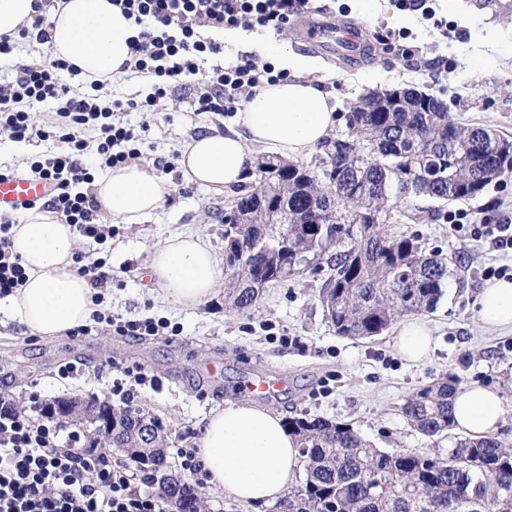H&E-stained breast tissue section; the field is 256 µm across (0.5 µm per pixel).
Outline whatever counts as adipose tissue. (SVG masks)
<instances>
[{"mask_svg": "<svg viewBox=\"0 0 512 512\" xmlns=\"http://www.w3.org/2000/svg\"><path fill=\"white\" fill-rule=\"evenodd\" d=\"M50 50L80 70L84 81L109 82L131 58V19L110 0H66L50 16ZM287 80L267 84L236 113L235 131L204 134L181 151L179 164L189 182L220 193L246 181L254 163L252 146L290 157L308 155L336 123L329 95L305 79L315 59L281 55ZM102 209L132 223L164 204L171 188L143 166L109 169L93 183ZM78 248L74 228L55 213L34 210L12 229L13 254L27 279L6 299V311L31 335L52 338L91 322L98 293L90 276L73 268ZM149 275L172 303L194 308L223 280L210 242L195 233H176L150 250ZM477 317L488 330L512 331V280L486 282ZM454 426L473 438L493 435L502 423L503 398L496 389L472 384L452 404ZM198 456L208 482L236 501L275 503L300 465V452L282 419L272 411L234 402L212 411L197 425Z\"/></svg>", "mask_w": 512, "mask_h": 512, "instance_id": "1", "label": "adipose tissue"}]
</instances>
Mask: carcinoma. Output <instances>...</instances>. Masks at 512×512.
<instances>
[{
  "instance_id": "carcinoma-1",
  "label": "carcinoma",
  "mask_w": 512,
  "mask_h": 512,
  "mask_svg": "<svg viewBox=\"0 0 512 512\" xmlns=\"http://www.w3.org/2000/svg\"><path fill=\"white\" fill-rule=\"evenodd\" d=\"M373 92L345 114V133L325 142L329 164L262 156L250 186L233 206L249 224H224V304L252 309L266 285L304 270L309 256L336 247L320 301L336 334L378 336L400 318L433 310L453 258L428 254L416 234L388 228L384 217L411 196L457 201L480 196L512 175V141L452 119L443 100L401 89L400 108L375 112ZM281 208L268 223L265 200ZM320 223L310 224L313 208ZM449 375L413 392L402 406L427 438L453 427ZM112 447L148 466L170 512H202L200 494L167 466V439L153 418L112 410ZM304 459L305 477L276 512H512V448L496 437H456L448 454L389 453L348 424L319 417L286 422Z\"/></svg>"
}]
</instances>
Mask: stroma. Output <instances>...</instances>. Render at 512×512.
Instances as JSON below:
<instances>
[{"mask_svg":"<svg viewBox=\"0 0 512 512\" xmlns=\"http://www.w3.org/2000/svg\"><path fill=\"white\" fill-rule=\"evenodd\" d=\"M434 20L421 12L400 10L395 0H311L309 13L330 11L337 18L365 23L368 46L360 61L345 66L320 59L308 80L328 91L340 117L352 103L374 90L413 87L435 94L451 117L512 139V0H431ZM224 59L252 53L256 64L275 63V51L309 55L294 26L281 30H227L216 33ZM409 46L413 57L401 52ZM197 79H190L161 100L154 111L123 113L131 125H147L140 163L154 169L167 162L161 179L173 191L162 208L134 224L114 222L112 236L98 243L81 238L85 265L106 259L111 280L100 284L104 312L120 320L166 318L180 326L178 336L128 340L99 323L91 335L44 339L23 333L14 322L0 324V386L19 407L36 392L47 401L69 397L108 400V364L139 366L155 385L138 386L134 409L155 418L168 434L167 464L178 471V449L197 445L195 428L225 402L258 404L281 415H308L351 424L385 451L447 453L449 439L428 440L411 428L401 407L417 389L443 376L463 385L503 388L512 383V332L486 330L476 317V302L489 267H512V250H499L473 239L472 224L492 223L495 214L512 212V176L491 183L482 195L450 204L433 203V221L405 224L399 212L392 222L416 233L426 252L453 256L454 272L434 311L422 319L434 347L420 363L407 362L398 348V329L354 339L337 335L319 300L328 272L326 257L311 259L288 281L265 288L259 303L238 313L224 307V292L184 309L165 299L148 277L151 245L169 235L193 232L208 238L216 256L224 254V211L234 191L221 194L186 185L172 156L201 133L232 129L231 118L197 109ZM53 141H12L0 131V166L26 167L53 150ZM461 231H454V224ZM75 372L61 377V365ZM282 378L286 384L271 397L245 392L247 381Z\"/></svg>","mask_w":512,"mask_h":512,"instance_id":"obj_1","label":"stroma"}]
</instances>
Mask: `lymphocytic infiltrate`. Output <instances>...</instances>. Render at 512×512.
<instances>
[{
	"label": "lymphocytic infiltrate",
	"mask_w": 512,
	"mask_h": 512,
	"mask_svg": "<svg viewBox=\"0 0 512 512\" xmlns=\"http://www.w3.org/2000/svg\"><path fill=\"white\" fill-rule=\"evenodd\" d=\"M54 4L32 0V25L20 27L17 37H0V56L11 54L21 40L43 48L38 61L18 65L12 80L0 87V131L17 142L37 137L61 143L58 152L31 162L28 172L56 185L49 209L80 235L100 242L105 227L88 190L93 168L139 159L144 143L142 132L121 121L120 113L152 111L172 88L200 74V111L234 115L243 100L288 73L257 66L248 53L228 65L213 63L223 47L205 37L204 29L279 30L308 0H112L138 27L126 69L152 78L145 96L123 102L102 100L103 85L97 81L71 93L63 77L77 75V68L47 48L46 15ZM39 104L48 107L41 117L34 111ZM11 229V222L0 223V299L26 279L19 256L10 250ZM29 401V411H20L12 396L0 393V512H169L159 493L132 488L128 466L84 447L79 431L66 430L52 404L36 393Z\"/></svg>",
	"instance_id": "f902f5d3"
}]
</instances>
